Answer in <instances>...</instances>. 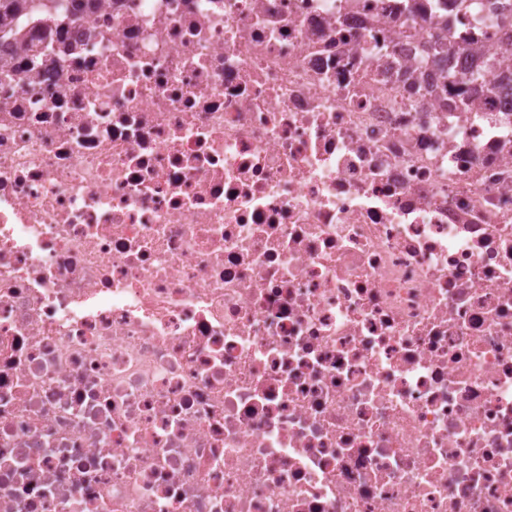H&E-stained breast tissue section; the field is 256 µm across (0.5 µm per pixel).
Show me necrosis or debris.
Returning a JSON list of instances; mask_svg holds the SVG:
<instances>
[{
	"label": "necrosis or debris",
	"instance_id": "obj_1",
	"mask_svg": "<svg viewBox=\"0 0 512 512\" xmlns=\"http://www.w3.org/2000/svg\"><path fill=\"white\" fill-rule=\"evenodd\" d=\"M510 7L8 18L0 512H512Z\"/></svg>",
	"mask_w": 512,
	"mask_h": 512
}]
</instances>
